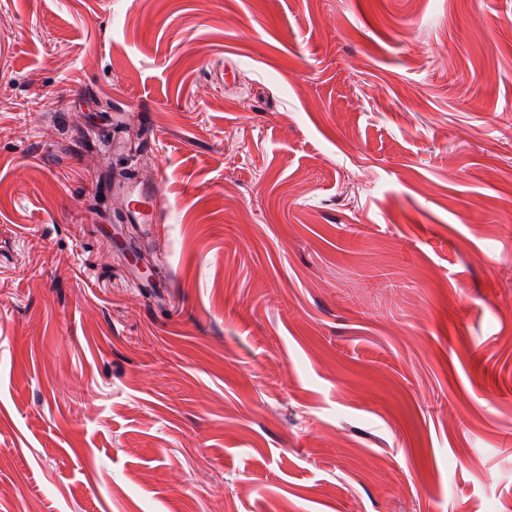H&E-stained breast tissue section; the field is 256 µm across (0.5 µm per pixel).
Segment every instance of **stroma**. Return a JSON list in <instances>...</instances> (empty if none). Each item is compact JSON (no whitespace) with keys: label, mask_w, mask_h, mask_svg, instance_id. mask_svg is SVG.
Listing matches in <instances>:
<instances>
[{"label":"stroma","mask_w":512,"mask_h":512,"mask_svg":"<svg viewBox=\"0 0 512 512\" xmlns=\"http://www.w3.org/2000/svg\"><path fill=\"white\" fill-rule=\"evenodd\" d=\"M510 120L512 0H0V512H512ZM117 189L122 192V204L125 207L128 224H157L159 195L155 190L138 188L131 177L119 181Z\"/></svg>","instance_id":"1"}]
</instances>
